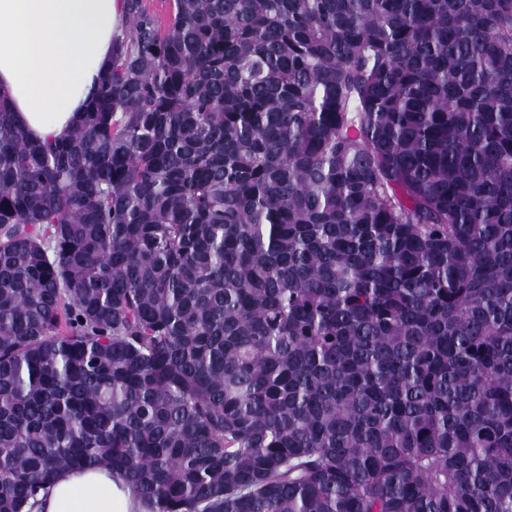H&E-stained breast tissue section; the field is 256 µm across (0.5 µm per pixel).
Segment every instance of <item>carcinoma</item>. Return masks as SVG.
Masks as SVG:
<instances>
[{
    "mask_svg": "<svg viewBox=\"0 0 512 512\" xmlns=\"http://www.w3.org/2000/svg\"><path fill=\"white\" fill-rule=\"evenodd\" d=\"M123 4L0 95V512H512V0ZM127 26L122 0H0V93L32 139H64ZM37 500L33 512H150L109 469L62 470Z\"/></svg>",
    "mask_w": 512,
    "mask_h": 512,
    "instance_id": "cac0c4a2",
    "label": "carcinoma"
}]
</instances>
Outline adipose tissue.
Returning <instances> with one entry per match:
<instances>
[{"mask_svg": "<svg viewBox=\"0 0 512 512\" xmlns=\"http://www.w3.org/2000/svg\"><path fill=\"white\" fill-rule=\"evenodd\" d=\"M126 27L122 0H0V93L30 138L64 139ZM34 512H149L107 469L63 470Z\"/></svg>", "mask_w": 512, "mask_h": 512, "instance_id": "obj_1", "label": "adipose tissue"}]
</instances>
